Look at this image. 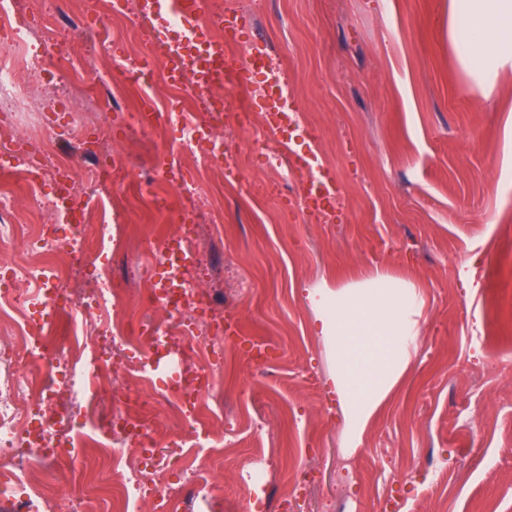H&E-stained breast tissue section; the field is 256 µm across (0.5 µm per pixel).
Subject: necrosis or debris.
Returning a JSON list of instances; mask_svg holds the SVG:
<instances>
[{
    "label": "necrosis or debris",
    "instance_id": "1",
    "mask_svg": "<svg viewBox=\"0 0 512 512\" xmlns=\"http://www.w3.org/2000/svg\"><path fill=\"white\" fill-rule=\"evenodd\" d=\"M116 21L141 44L137 64L143 109L136 115V128H145L147 113L165 112L177 103L224 104L223 111L197 114L193 123L182 126L176 150L164 152L162 163L149 165L157 180L171 171L178 192H202L200 175L186 160H207L218 152L232 160V146L224 136V125L231 121L266 151L269 167L282 168L262 118L239 111L222 85L201 87L189 76L171 84L163 67L151 59L152 26L125 0H106L99 31L109 32ZM85 27L84 16L64 11L59 0L37 5L32 0H0V153H15L34 182L68 172L76 175L53 198L46 223L38 225L23 223L28 203L0 187V238L23 243L19 257L9 263L11 283L0 289V366L6 370L0 380V503H8L10 512H83L82 497L58 482L61 452L90 443L110 467L119 453L113 443L119 440L125 446L122 453L137 463L135 493L124 496L120 512H141L148 497L153 512H168L171 502L209 496L212 484L200 472L187 484L175 487L168 482L154 458L159 437L145 416L160 408L178 414L183 406L202 399L221 400L224 300L208 282L196 278L202 256L189 236L180 239L193 256L188 267L170 258L162 239L139 242L149 266L138 274L140 289L133 305L112 290L110 266H102L90 285L73 267L60 263V254L68 251L98 258L123 254L131 246L125 225L104 216L94 224L88 221L89 195L122 200L123 184L135 171L131 160H119L107 133L113 101L124 84L113 83L111 71L91 72L84 58L71 59L59 74L60 82L79 86L92 73L107 85V93L65 101L60 115L45 112L43 106L51 86L42 80L46 68L41 48L53 46L62 31L78 34ZM20 112L38 113L36 131L20 126ZM60 122L69 140L82 148V166L59 153L54 129ZM36 308L67 310L80 323L79 357L61 351L50 330H25L14 322L13 313ZM116 337L128 344L126 362H114L106 352ZM164 343L188 364L187 375L168 389L139 387L138 375L148 365L142 347ZM81 394L89 410L79 420L72 400Z\"/></svg>",
    "mask_w": 512,
    "mask_h": 512
}]
</instances>
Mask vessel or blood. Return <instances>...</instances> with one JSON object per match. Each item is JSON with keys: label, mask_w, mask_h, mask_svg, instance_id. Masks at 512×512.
<instances>
[{"label": "vessel or blood", "mask_w": 512, "mask_h": 512, "mask_svg": "<svg viewBox=\"0 0 512 512\" xmlns=\"http://www.w3.org/2000/svg\"><path fill=\"white\" fill-rule=\"evenodd\" d=\"M141 16L148 21L160 17H175L181 24L167 42L158 44L156 57L167 67L171 80H179L181 72H193L205 85L218 81L226 87L237 88L254 78H266L270 55L252 46L236 58H228L225 48L239 43L246 22L234 11L224 14V41L216 43L207 27L196 25L195 17L201 9V0H138ZM260 105L270 131L292 128L294 114L284 108L279 90L263 93ZM289 162L295 168L307 169L314 177L304 185L308 209L320 218H331L336 211L340 188L335 177L320 166L310 154L290 153Z\"/></svg>", "instance_id": "obj_1"}]
</instances>
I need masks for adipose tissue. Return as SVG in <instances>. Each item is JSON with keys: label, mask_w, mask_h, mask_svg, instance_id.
<instances>
[{"label": "adipose tissue", "mask_w": 512, "mask_h": 512, "mask_svg": "<svg viewBox=\"0 0 512 512\" xmlns=\"http://www.w3.org/2000/svg\"><path fill=\"white\" fill-rule=\"evenodd\" d=\"M465 41L449 24L458 63L471 85L490 95L512 71V0H463ZM305 301L328 348L329 380L345 414L346 447L360 445L379 409L409 371L425 305L420 285L377 267L352 283L308 288Z\"/></svg>", "instance_id": "adipose-tissue-1"}]
</instances>
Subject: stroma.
Here are the masks:
<instances>
[{
  "mask_svg": "<svg viewBox=\"0 0 512 512\" xmlns=\"http://www.w3.org/2000/svg\"><path fill=\"white\" fill-rule=\"evenodd\" d=\"M240 2L295 93L291 151L316 155L342 205L317 223L245 132L232 134L240 176L219 157L205 169L212 204L187 206L183 230L222 267L238 331L224 338L222 406L199 407L209 442L158 451L215 487L180 512H275L304 470L313 478L288 512H382L388 500L396 512H512V72L491 97L464 90L448 0ZM162 189L131 184L132 237L171 231L138 203ZM375 265L414 278L426 306L411 369L351 452L303 290Z\"/></svg>",
  "mask_w": 512,
  "mask_h": 512,
  "instance_id": "1",
  "label": "stroma"
}]
</instances>
